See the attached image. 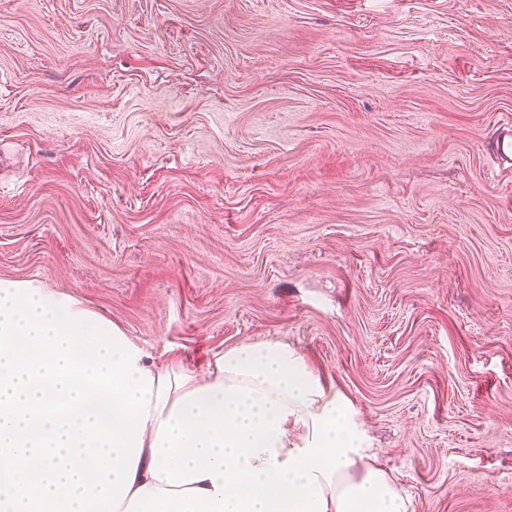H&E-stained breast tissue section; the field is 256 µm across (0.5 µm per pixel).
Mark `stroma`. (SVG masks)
<instances>
[{"label": "stroma", "mask_w": 512, "mask_h": 512, "mask_svg": "<svg viewBox=\"0 0 512 512\" xmlns=\"http://www.w3.org/2000/svg\"><path fill=\"white\" fill-rule=\"evenodd\" d=\"M507 122L512 0H0V279L288 342L415 512H512Z\"/></svg>", "instance_id": "1"}]
</instances>
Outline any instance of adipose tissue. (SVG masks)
<instances>
[{"mask_svg":"<svg viewBox=\"0 0 512 512\" xmlns=\"http://www.w3.org/2000/svg\"><path fill=\"white\" fill-rule=\"evenodd\" d=\"M137 365L154 387L118 512H414L352 404L290 344Z\"/></svg>","mask_w":512,"mask_h":512,"instance_id":"obj_1","label":"adipose tissue"}]
</instances>
